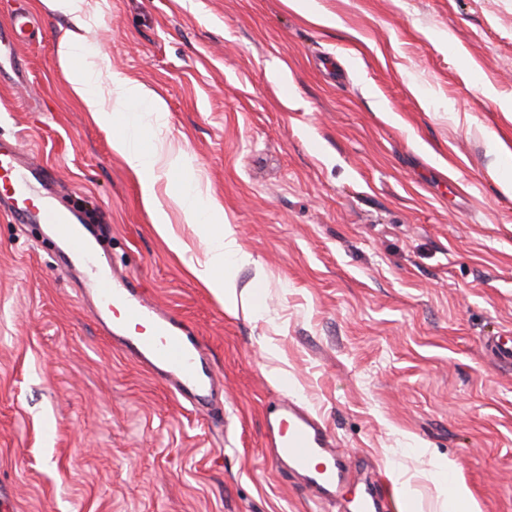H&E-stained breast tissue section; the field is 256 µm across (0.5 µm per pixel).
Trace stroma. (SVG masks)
<instances>
[{"label":"stroma","mask_w":512,"mask_h":512,"mask_svg":"<svg viewBox=\"0 0 512 512\" xmlns=\"http://www.w3.org/2000/svg\"><path fill=\"white\" fill-rule=\"evenodd\" d=\"M19 13L0 143L193 329L223 415L114 349L57 241L0 205V512H336L268 444L291 395L350 453L344 497L378 480L383 512H453L431 478L450 461L481 512H512V361L491 346L512 337V0H82L76 19L0 0V25ZM85 66L104 102L116 71L164 100L186 168L156 192L184 256L75 94ZM188 175L255 260L236 281L256 313L187 273L207 248L174 202Z\"/></svg>","instance_id":"stroma-1"}]
</instances>
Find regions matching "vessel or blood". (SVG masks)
I'll return each mask as SVG.
<instances>
[{"mask_svg":"<svg viewBox=\"0 0 512 512\" xmlns=\"http://www.w3.org/2000/svg\"><path fill=\"white\" fill-rule=\"evenodd\" d=\"M0 187L7 189L14 214L49 227L62 245V261L79 265L94 314L123 352L149 365L193 409L215 415L211 397L221 384L210 369L192 329L176 315L158 310L141 295L137 279L104 272L97 264L101 235L78 212L51 202V178L31 154L0 148ZM272 445L281 463L307 487L332 498L349 475V459L334 437L296 399L284 402ZM385 496L382 483L368 486L355 501L356 512H378Z\"/></svg>","mask_w":512,"mask_h":512,"instance_id":"b4317fda","label":"vessel or blood"}]
</instances>
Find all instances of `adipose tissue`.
<instances>
[{"label": "adipose tissue", "mask_w": 512, "mask_h": 512, "mask_svg": "<svg viewBox=\"0 0 512 512\" xmlns=\"http://www.w3.org/2000/svg\"><path fill=\"white\" fill-rule=\"evenodd\" d=\"M72 85L91 117L103 128L112 130V148L121 155L129 167L141 178V190L145 204L155 213L154 228L165 239L171 250L178 255L187 250L186 243L174 235L166 211L156 199L155 171L159 164L168 169L184 167L182 154L161 157L160 153L136 148L127 134L114 130L116 118L106 111L95 89V76L91 69L82 68L72 74ZM114 100L146 107L155 120L154 135L163 137L167 132V113L159 97L148 96L142 85L122 73L112 75ZM177 203L188 222L200 224L206 232L207 251L203 262L190 265V273L219 300L229 301L237 295L236 269L253 264L252 255L244 251L238 242L232 225L226 224L224 210L213 202L199 181H191L178 195Z\"/></svg>", "instance_id": "adipose-tissue-1"}]
</instances>
